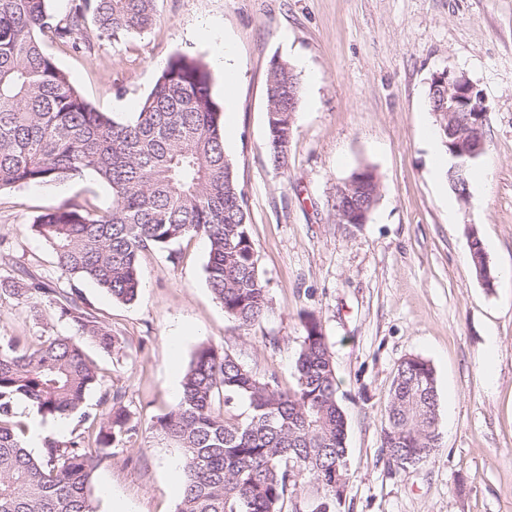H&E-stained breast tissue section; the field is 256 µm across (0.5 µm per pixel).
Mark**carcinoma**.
<instances>
[{"label": "carcinoma", "instance_id": "1", "mask_svg": "<svg viewBox=\"0 0 512 512\" xmlns=\"http://www.w3.org/2000/svg\"><path fill=\"white\" fill-rule=\"evenodd\" d=\"M48 2L0 0V190L94 173L112 188V209L64 202L31 224L60 270L131 303L142 288V253L173 259L174 243L201 236L214 298L240 328L253 326L269 310L268 290L248 232L245 195L224 150L209 69L194 57L172 56L136 118L117 122L76 90L46 42L90 51L98 41L144 32L155 21V0H74L64 19ZM301 90L287 63L269 70L266 97L273 108H288L291 92L298 111ZM267 145L274 161L286 165L288 142L270 131ZM8 292L22 301L35 293L47 297L75 333L34 343L0 337V512H94L92 477L104 451L125 446L137 432L118 395L94 444L79 435L63 446L48 439L40 457L28 450L14 406L22 400L45 419L87 420L85 397L101 376L84 342L107 353L120 352L121 342L59 291L21 277ZM303 328L296 382L287 389L222 347L197 348L179 403L154 423L183 454L177 512H285L287 502L290 512H330L333 473L347 461V421L327 338L312 316ZM237 398L248 402L245 417L231 411ZM436 411L433 367L420 357L404 359L382 426L383 448L397 468L438 447Z\"/></svg>", "mask_w": 512, "mask_h": 512}]
</instances>
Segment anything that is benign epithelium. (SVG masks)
Wrapping results in <instances>:
<instances>
[{
  "label": "benign epithelium",
  "mask_w": 512,
  "mask_h": 512,
  "mask_svg": "<svg viewBox=\"0 0 512 512\" xmlns=\"http://www.w3.org/2000/svg\"><path fill=\"white\" fill-rule=\"evenodd\" d=\"M433 97V114L436 123L444 132L443 143L448 153L460 162L453 165L448 180L455 193L462 199L468 197V181L465 178L467 161L484 151L482 131L487 118V109L482 94L470 79L448 69L435 73L430 81ZM368 169H361L336 186V216L342 224H365L379 197L377 179L357 190L367 181Z\"/></svg>",
  "instance_id": "1"
}]
</instances>
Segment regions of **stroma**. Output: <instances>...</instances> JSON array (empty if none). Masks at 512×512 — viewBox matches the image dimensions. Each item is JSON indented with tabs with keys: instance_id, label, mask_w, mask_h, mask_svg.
Here are the masks:
<instances>
[{
	"instance_id": "35a3bbf8",
	"label": "stroma",
	"mask_w": 512,
	"mask_h": 512,
	"mask_svg": "<svg viewBox=\"0 0 512 512\" xmlns=\"http://www.w3.org/2000/svg\"><path fill=\"white\" fill-rule=\"evenodd\" d=\"M154 25L104 40L93 50L47 43L72 85L99 111L132 120L169 58L200 59L211 92L236 127L225 141L249 211V233L268 289L267 317L240 330L207 285L208 243L192 237L175 258H140L142 290L130 304L88 280L62 273L49 245L31 231L35 216L66 201L112 207V191L91 173L53 186L0 190V336L70 333L45 297L19 303L7 291L18 269L78 303L122 340L119 353L85 348L102 376L84 404L108 413L115 391L138 434L104 457L93 474L96 512L113 498L138 512H176L168 479L181 449L154 434L158 415L179 402L171 366L186 370L203 343L224 347L280 387L293 366L306 316L326 336L347 419L348 483L333 512H512V0H155ZM230 40L238 79L224 83L214 46ZM305 62L317 75L303 84L293 115L288 164L267 148L266 79L273 60ZM466 74L488 107L485 150L471 164L486 171L459 201L435 179L422 139L431 118L433 73ZM371 166L379 200L364 224H341L333 197L356 168ZM481 239L496 274L485 287L470 261ZM190 328L178 356L166 338ZM420 357L435 370L440 446L424 463L399 469L382 449L381 423L396 368ZM494 378H486V365ZM41 455V438L64 444L76 418L42 419L18 404Z\"/></svg>"
}]
</instances>
